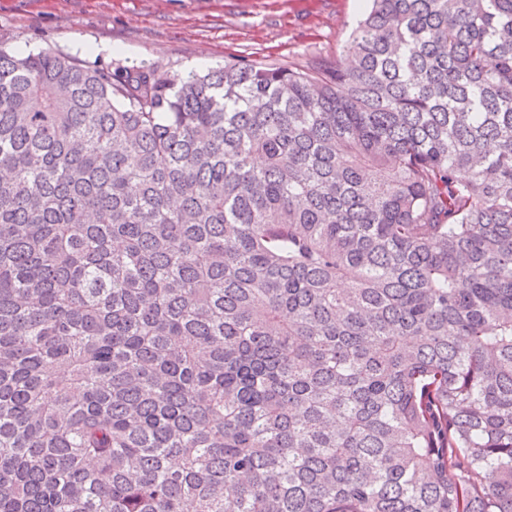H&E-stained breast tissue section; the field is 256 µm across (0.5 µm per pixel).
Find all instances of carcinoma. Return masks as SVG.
<instances>
[{
  "instance_id": "obj_1",
  "label": "carcinoma",
  "mask_w": 512,
  "mask_h": 512,
  "mask_svg": "<svg viewBox=\"0 0 512 512\" xmlns=\"http://www.w3.org/2000/svg\"><path fill=\"white\" fill-rule=\"evenodd\" d=\"M160 79L0 49V512H512V0Z\"/></svg>"
}]
</instances>
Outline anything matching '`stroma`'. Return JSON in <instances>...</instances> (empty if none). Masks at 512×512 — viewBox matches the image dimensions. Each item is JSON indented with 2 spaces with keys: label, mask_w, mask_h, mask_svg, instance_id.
Wrapping results in <instances>:
<instances>
[{
  "label": "stroma",
  "mask_w": 512,
  "mask_h": 512,
  "mask_svg": "<svg viewBox=\"0 0 512 512\" xmlns=\"http://www.w3.org/2000/svg\"><path fill=\"white\" fill-rule=\"evenodd\" d=\"M364 0H0V48L55 49L158 78L227 61L303 67L339 58ZM123 46L110 53L108 45Z\"/></svg>",
  "instance_id": "35a3bbf8"
}]
</instances>
